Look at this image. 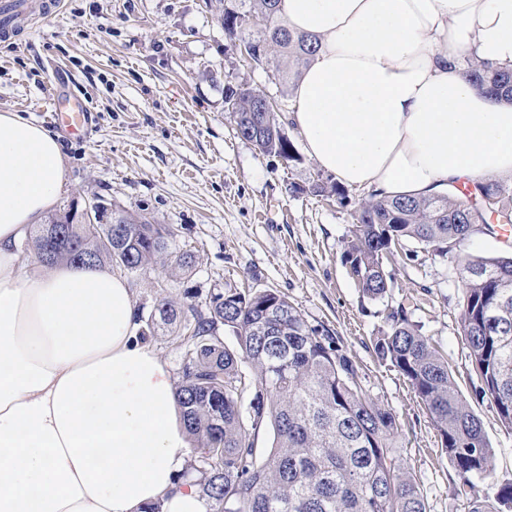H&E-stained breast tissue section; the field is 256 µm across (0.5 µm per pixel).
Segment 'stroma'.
I'll list each match as a JSON object with an SVG mask.
<instances>
[{
  "label": "stroma",
  "mask_w": 512,
  "mask_h": 512,
  "mask_svg": "<svg viewBox=\"0 0 512 512\" xmlns=\"http://www.w3.org/2000/svg\"><path fill=\"white\" fill-rule=\"evenodd\" d=\"M33 0L31 28L0 42V112H16L54 129L50 88L89 102L82 137L61 138L67 158L57 203L98 198L172 225L196 257L192 275L161 267L129 278L137 305L150 313L160 295L206 298L215 288L273 290L307 323L339 337L364 384L399 421L398 455L420 481L429 512H468L452 493L458 477L431 420L406 379L381 363L373 339L389 307L404 306L421 334L447 354L453 380L480 419L492 449L493 477L476 485L494 498L512 484V429L478 384L459 323L460 255H512V240L476 232L447 256L405 242L388 266L384 298L363 296L341 259L351 213L367 189L345 203L316 196L320 172L309 156L282 162L238 136L224 99L227 84L291 97L272 72L251 68L205 0H65L43 21Z\"/></svg>",
  "instance_id": "obj_1"
}]
</instances>
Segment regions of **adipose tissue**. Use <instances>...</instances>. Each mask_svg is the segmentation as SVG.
<instances>
[{
	"label": "adipose tissue",
	"mask_w": 512,
	"mask_h": 512,
	"mask_svg": "<svg viewBox=\"0 0 512 512\" xmlns=\"http://www.w3.org/2000/svg\"><path fill=\"white\" fill-rule=\"evenodd\" d=\"M319 49L289 114L310 157L353 187L429 197L512 178V106L465 60L512 67V0H280ZM55 134L0 112V512H206L172 374L136 299L104 267L20 248L56 205Z\"/></svg>",
	"instance_id": "obj_1"
}]
</instances>
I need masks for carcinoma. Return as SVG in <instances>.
Instances as JSON below:
<instances>
[{
    "label": "carcinoma",
    "mask_w": 512,
    "mask_h": 512,
    "mask_svg": "<svg viewBox=\"0 0 512 512\" xmlns=\"http://www.w3.org/2000/svg\"><path fill=\"white\" fill-rule=\"evenodd\" d=\"M230 39L259 51L263 70L274 68L279 84L295 85L299 66L319 46L312 35L292 32L278 15L279 0H214ZM466 76L477 88L512 105V68L467 60ZM225 101L241 138L287 162L299 155L281 134L279 107L254 117L262 94L227 85ZM464 196L388 199L372 192L357 203L344 243L362 293L383 297L391 277L383 259L389 244L413 239L440 255L448 244L477 229L512 226V185L470 181ZM316 196L343 201L337 182L317 178ZM119 224H38L30 240L47 267L111 264L142 274L157 264L191 275L195 256L180 247L174 228L142 212L120 210ZM463 303L460 327L481 381L475 396L488 399L500 421L512 429V256L457 259ZM388 330L374 343L378 358L402 374L431 414L457 473L454 494L472 500L470 512H512V485L494 502L479 501L475 480L492 476L491 449L478 417L457 389L444 359L410 322L403 308L390 310ZM174 326L172 340L184 348L176 396L194 437V485L207 512H428L415 476L396 454L399 422L364 386L359 367L327 331L308 325L285 297L272 290L241 292L218 288L205 302L157 299L142 335ZM226 329L237 348L224 346ZM273 431L272 446L258 447Z\"/></svg>",
    "instance_id": "cac0c4a2"
}]
</instances>
